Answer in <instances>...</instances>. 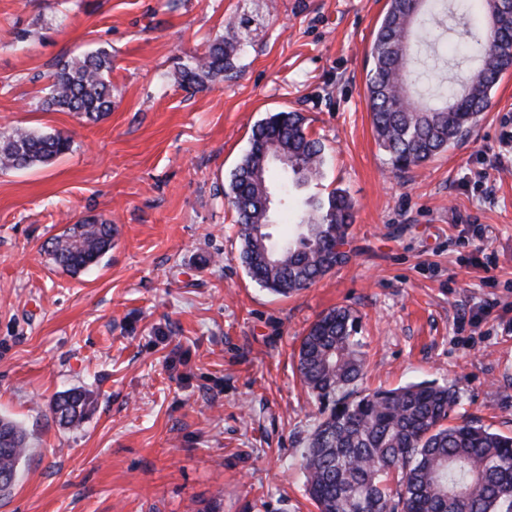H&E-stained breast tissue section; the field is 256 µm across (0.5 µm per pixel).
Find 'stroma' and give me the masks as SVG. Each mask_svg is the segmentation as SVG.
Masks as SVG:
<instances>
[{"instance_id": "obj_1", "label": "stroma", "mask_w": 512, "mask_h": 512, "mask_svg": "<svg viewBox=\"0 0 512 512\" xmlns=\"http://www.w3.org/2000/svg\"><path fill=\"white\" fill-rule=\"evenodd\" d=\"M386 0H0V132L71 137L46 166L0 173V416L30 452L0 512H315L300 450L317 407L297 353L335 307L359 319L369 387L455 389L451 421L512 434V72L475 129L392 172L373 134L369 49ZM253 24L233 79L196 90L178 61ZM112 53L111 112L42 105L63 58ZM298 111L347 191V259L287 298L239 259L230 175L266 113ZM100 216L92 271L46 242ZM91 392L85 418L49 404ZM90 406L89 394L79 389H70L57 394L50 404L54 419L62 426L81 422Z\"/></svg>"}]
</instances>
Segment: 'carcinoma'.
Instances as JSON below:
<instances>
[{
  "instance_id": "cac0c4a2",
  "label": "carcinoma",
  "mask_w": 512,
  "mask_h": 512,
  "mask_svg": "<svg viewBox=\"0 0 512 512\" xmlns=\"http://www.w3.org/2000/svg\"><path fill=\"white\" fill-rule=\"evenodd\" d=\"M484 25L501 0H470ZM468 18L456 0H387V10L370 49L367 98L372 126L391 169L406 172L446 151L470 133L487 110L491 92L512 70V20L477 41L478 66L460 87L439 85L425 104L411 91L410 52L418 28L437 17ZM251 20H230L201 55L178 67L183 87L199 88L230 78ZM112 53L97 48L61 59L51 75L44 104L95 122L112 111ZM60 133L16 128L0 134V171L48 165L71 150ZM325 147L312 137L299 112L269 113L252 130L249 150L225 193L237 214L240 259L251 277L271 293L299 292L346 261L341 251L353 222V206L340 189L317 191ZM280 174L284 205L294 222L280 235L270 231L266 189ZM118 229L88 216L47 241L55 266L76 274L97 265L112 249ZM358 319L333 308L310 324L298 351V373L319 402L307 447L301 451L306 491L317 512H512V436L471 420L448 424L457 405L454 389L433 382L361 389L365 363L357 338ZM89 394L70 389L50 404L62 426L81 422ZM29 435L0 416V483L9 491L26 459Z\"/></svg>"
}]
</instances>
